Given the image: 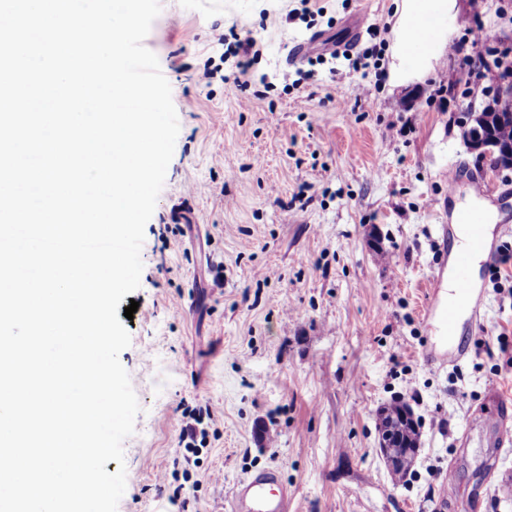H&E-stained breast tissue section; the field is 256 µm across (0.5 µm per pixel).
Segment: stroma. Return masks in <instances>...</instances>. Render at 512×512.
I'll return each mask as SVG.
<instances>
[{"label": "stroma", "instance_id": "stroma-1", "mask_svg": "<svg viewBox=\"0 0 512 512\" xmlns=\"http://www.w3.org/2000/svg\"><path fill=\"white\" fill-rule=\"evenodd\" d=\"M159 2L144 45L180 131L119 356L136 374L140 412L123 443L117 512H230L237 484L269 467L292 493L291 512H439L434 468L454 471L469 512H512V443L496 448L494 433L466 430L495 395L512 400V367L476 348L512 337V288L494 276L512 275L497 264L512 245V168H491L463 138L493 74L476 77L449 54L394 86L341 55L286 63L313 33L341 40L356 26L358 49L380 45L387 68L396 0ZM478 29L512 53V0H452L442 36L462 42ZM222 34L256 42L245 95L224 82L236 68ZM334 69L344 74L336 83ZM470 202L495 217L475 277L481 318L464 316L466 353L442 364V298L429 283L452 242L437 227ZM409 380L422 396L420 445L403 484L376 425ZM198 416L186 467L179 438Z\"/></svg>", "mask_w": 512, "mask_h": 512}]
</instances>
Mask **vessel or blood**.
<instances>
[{
  "instance_id": "1",
  "label": "vessel or blood",
  "mask_w": 512,
  "mask_h": 512,
  "mask_svg": "<svg viewBox=\"0 0 512 512\" xmlns=\"http://www.w3.org/2000/svg\"><path fill=\"white\" fill-rule=\"evenodd\" d=\"M439 27V20L433 18H420L413 21L408 54H415L436 40L439 35ZM314 49L327 53L336 52V41L325 33H315L307 42L294 47L290 51L287 61L291 64L296 63ZM484 223L483 212L476 208H462L454 215V227L468 229L471 248L461 251L456 257L457 302L444 304L439 309V319L446 331L450 332L454 329L459 302L469 303L473 300L470 252L474 249H484L487 246L483 237ZM290 507L291 496L288 487L281 481L278 471L274 469L253 474L239 483L231 502V512H290Z\"/></svg>"
}]
</instances>
